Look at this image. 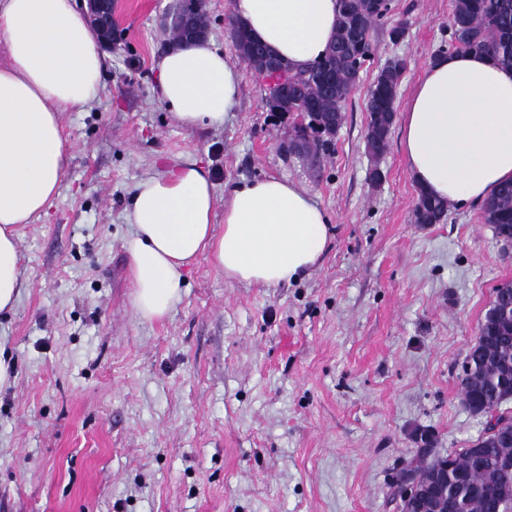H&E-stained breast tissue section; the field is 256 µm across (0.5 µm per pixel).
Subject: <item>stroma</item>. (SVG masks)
<instances>
[{
    "label": "stroma",
    "mask_w": 512,
    "mask_h": 512,
    "mask_svg": "<svg viewBox=\"0 0 512 512\" xmlns=\"http://www.w3.org/2000/svg\"><path fill=\"white\" fill-rule=\"evenodd\" d=\"M171 2L117 0L103 83L87 111L59 116L70 161L58 194L18 228L23 288L0 314L14 365L0 390V512H401L394 481L419 454L414 431L445 456L484 428L459 374L494 289L512 282V246L482 205L415 222L400 125L379 160L364 149L375 75L404 60L405 109L449 50L451 0H393L315 166L283 151L294 118L270 111L242 63L232 0L205 12L240 72L236 110L189 129L163 106L155 61L172 45ZM185 161L219 193L263 176L294 183L331 216L328 251L271 288L227 280L201 255L169 314L140 318L130 200L157 164Z\"/></svg>",
    "instance_id": "35a3bbf8"
}]
</instances>
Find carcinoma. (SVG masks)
Masks as SVG:
<instances>
[{
	"instance_id": "obj_1",
	"label": "carcinoma",
	"mask_w": 512,
	"mask_h": 512,
	"mask_svg": "<svg viewBox=\"0 0 512 512\" xmlns=\"http://www.w3.org/2000/svg\"><path fill=\"white\" fill-rule=\"evenodd\" d=\"M391 7L375 13L372 0H340V13L332 47L320 60L304 70L292 72L304 111L323 115L341 127L347 100L357 85L359 71L370 55L372 31L382 23ZM451 47L488 55L495 63L512 67V0H454L450 19ZM328 69L336 77V94L327 96L316 75ZM404 62L392 59L380 69L371 83L365 110L366 131L385 149L391 129L386 113L395 111V95ZM450 203L418 193L414 210L418 224H438L444 220ZM487 223L504 244L512 242V182L502 185L484 203ZM504 305L512 307V288L494 289L491 308L481 334L475 336L463 364L461 386L464 402L477 414L497 417L499 431H484L473 447L441 455H421L415 472L422 484L429 482L439 462L448 464L447 498L439 512H512V444L502 433L512 429V415L501 410L512 399V320L503 323L495 313Z\"/></svg>"
}]
</instances>
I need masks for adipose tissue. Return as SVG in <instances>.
Listing matches in <instances>:
<instances>
[{
	"label": "adipose tissue",
	"mask_w": 512,
	"mask_h": 512,
	"mask_svg": "<svg viewBox=\"0 0 512 512\" xmlns=\"http://www.w3.org/2000/svg\"><path fill=\"white\" fill-rule=\"evenodd\" d=\"M232 13L296 70L321 58L337 0H233ZM0 313L21 286L17 227L46 214L69 147L60 109L85 111L104 59L77 0H0ZM161 101L185 127L223 123L240 75L213 42L166 49L157 61ZM402 148L414 182L458 205L484 202L512 180V68L453 51L426 65L402 113ZM215 185L196 162L160 164L138 183L125 243L134 305L146 320L180 299L184 269L204 252L225 278L266 286L297 279L329 246L331 219L293 183L267 176L234 183L224 227L214 228Z\"/></svg>",
	"instance_id": "adipose-tissue-1"
}]
</instances>
